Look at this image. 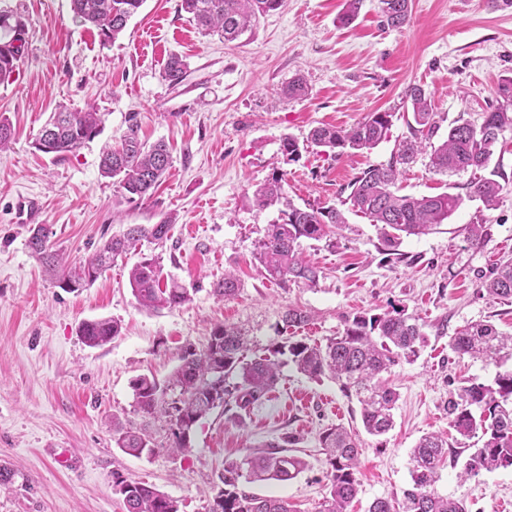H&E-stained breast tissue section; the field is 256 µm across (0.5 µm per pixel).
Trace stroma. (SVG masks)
Instances as JSON below:
<instances>
[{
    "label": "stroma",
    "instance_id": "35a3bbf8",
    "mask_svg": "<svg viewBox=\"0 0 512 512\" xmlns=\"http://www.w3.org/2000/svg\"><path fill=\"white\" fill-rule=\"evenodd\" d=\"M27 26L19 68L0 84V114L16 140L0 152V512H124L113 481L144 482L176 499L179 512H210L225 461L279 439L300 435L307 468L287 482H241L240 490L287 500L292 512H319L329 464L319 432L340 424L360 441L359 493L349 512H367L374 499H403L410 482V450L426 433L468 447L450 424L447 402L464 380L493 384L495 365L458 357L449 333L491 321L512 332V300L480 296L483 275L512 256V135L492 165L504 191L493 210L466 199L472 172L438 175L427 155L405 167L403 192L464 195L462 206L436 230L404 238L399 257L379 249L370 218L347 213V228L303 240L305 260L319 267L316 287L266 279L254 254L277 209L257 210L252 191L274 168L288 171L284 191L296 205H339L343 188L363 169L388 162L408 136L410 86L431 96L440 143L456 119L481 123L498 82L512 76V0H413L409 23L384 26L378 0H362L357 18L342 25L344 0H284L251 31L227 44L204 36L181 0H144L118 39L102 43L96 29L73 17L70 0H0ZM189 64L180 85L162 73L171 55ZM302 76L309 94L289 99L282 88ZM97 108L103 130L76 151L56 157L32 142L59 107ZM136 113L142 141H164L171 166L157 190L128 201L101 177L105 144L119 140ZM371 112L392 115L389 136L370 150L336 157L313 149L285 163L281 141L305 142L321 125L345 128ZM68 263L85 260L104 240L131 224L171 217L169 239L143 240L87 288L69 293L44 274L27 247L26 202ZM490 235L471 243L469 224ZM162 257L163 276L191 291L176 308L143 309L131 292L130 269L147 254ZM242 282L230 300L212 293L225 269ZM396 305L425 324L426 344L413 362L386 378L399 399L394 425L381 436L365 432L359 405L338 383L319 382L285 366L276 388L247 416L234 404L216 408L191 433L192 450L165 446L168 425L150 421L158 446L133 457L117 447L113 418L141 424L131 382L142 374L165 380L186 347L205 349L215 326L249 329L254 354L287 339L325 342L345 318ZM310 310L314 319L283 328L282 312ZM114 318L122 331L87 346L82 321ZM69 454L63 467L60 454ZM440 494L466 500L471 512H499L512 500V469L461 480L447 464Z\"/></svg>",
    "mask_w": 512,
    "mask_h": 512
}]
</instances>
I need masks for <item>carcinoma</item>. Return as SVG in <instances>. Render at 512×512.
<instances>
[{"label": "carcinoma", "instance_id": "cac0c4a2", "mask_svg": "<svg viewBox=\"0 0 512 512\" xmlns=\"http://www.w3.org/2000/svg\"><path fill=\"white\" fill-rule=\"evenodd\" d=\"M75 19L95 28L105 42L118 38L128 21L142 7L144 0H70ZM284 0H181V9L203 35L217 32L224 42L233 43L256 21L257 17L275 11ZM384 22L392 28L407 24L411 0H380ZM25 23L18 19L16 27L0 26V82H7L18 69L21 51H12L8 44L22 40ZM188 70L186 60L173 54L167 61L163 77L172 86L179 85ZM414 124L410 136L402 140L396 153L386 164L370 166L348 185L350 192L341 204L372 218L382 250L393 255L402 238L425 235L443 224L463 203L459 194L443 192L415 196L399 192L397 182L400 166L408 164L430 148L429 167L440 175L461 171H482L488 168L500 139L512 133V77L498 83L495 104L476 125L457 120L448 126L447 137L437 146L425 141L438 129L436 113L430 99L420 86L408 89ZM392 114L371 112L362 121L348 128L319 126L310 131L307 143L299 144L292 137L281 143L287 162H297L302 151L315 146L338 157L347 150H370L388 138ZM126 131L118 144H107L100 157L101 176L113 180L116 192L129 201L143 199L159 185L170 167L167 146L158 142L148 145L139 137L136 115L128 116ZM102 113L93 109L55 112L43 127L52 137L51 153L60 156L72 153L101 132ZM491 172L468 184V197L478 199L491 210L496 207L504 185ZM288 172L274 169L265 181L252 191L250 201L262 211L279 210L278 222L266 225L259 241L255 259L267 279L286 285L302 283L314 287L320 271L304 262L300 246L304 239L320 240L329 224L346 223L341 209L335 206L300 207L284 193ZM172 224L165 218L157 224H132L121 236L102 242L83 262L68 266L54 250L48 232L36 224L29 229L28 248L58 286L77 292L94 282L112 263L144 239L162 243L168 238ZM129 284L138 303L149 310L161 311L189 300L188 289L161 277L160 257L144 256L129 273ZM241 282L232 272L216 284L213 293L230 299L237 295ZM488 296L499 300L512 299V258L497 265L480 285ZM313 319L310 312L295 306L281 315L283 324L298 327ZM424 324L420 318L403 308L391 307L376 314H361L344 322L341 333L324 344L290 341L270 350L267 356L244 360L249 344V331L237 325L214 327L207 347L196 351L187 347L181 363L161 382L154 376L141 375L131 382L137 411L143 417H166L170 422L169 448L181 453L190 451L194 426L214 409L229 400L248 413L277 383L281 368L292 364L311 380L324 378L339 383L349 395L356 397L362 409V422L367 433L380 436L393 426V410L399 398L382 374L401 361L418 357L425 342ZM121 332L119 321L110 318L86 320L79 334L89 347L104 345ZM449 346L459 356L496 365L512 360V334L500 332L490 321L470 323L450 337ZM238 376L229 385L227 380ZM448 415L455 431L463 438L481 437L482 445L471 452L448 448V438L438 433L420 437L411 451V488L403 492V512H469L464 500L441 495L436 484L440 465L450 460L456 465L465 457L460 476L476 477L500 468H512V369L497 374L494 384L469 381L459 387L448 400ZM112 434L117 447L135 457L154 451L155 443L147 425L112 421ZM319 445L328 457V494L320 512H347L358 493L357 479L359 444L355 434L339 425L319 433ZM299 443L293 434L277 442L265 444L262 451H250L240 460L224 462L219 476L223 487L217 491L221 512H290L288 501L279 497H257L238 491L241 481L287 482L307 468L306 460L288 453ZM123 496L125 512H179L178 501L142 482L116 481Z\"/></svg>", "mask_w": 512, "mask_h": 512}]
</instances>
